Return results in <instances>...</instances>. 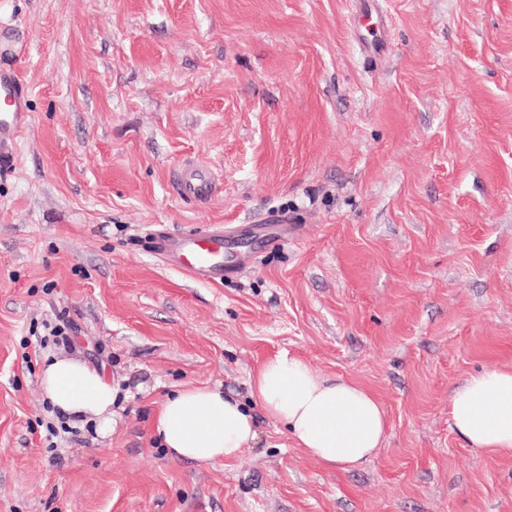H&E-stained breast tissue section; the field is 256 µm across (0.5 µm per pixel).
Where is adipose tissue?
Masks as SVG:
<instances>
[{
  "label": "adipose tissue",
  "instance_id": "1",
  "mask_svg": "<svg viewBox=\"0 0 512 512\" xmlns=\"http://www.w3.org/2000/svg\"><path fill=\"white\" fill-rule=\"evenodd\" d=\"M52 406L68 416L112 430L116 392L105 376L72 358H52L41 379ZM251 395L282 423L299 448L322 464L349 471L380 448L387 418L365 387L321 376L304 358L277 354L254 373ZM452 430L467 445L512 456V369L491 367L469 375L448 400ZM155 428L170 454L216 463L237 459L256 438L255 418L221 387L190 386L164 399Z\"/></svg>",
  "mask_w": 512,
  "mask_h": 512
}]
</instances>
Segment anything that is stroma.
Returning <instances> with one entry per match:
<instances>
[{
  "instance_id": "1",
  "label": "stroma",
  "mask_w": 512,
  "mask_h": 512,
  "mask_svg": "<svg viewBox=\"0 0 512 512\" xmlns=\"http://www.w3.org/2000/svg\"><path fill=\"white\" fill-rule=\"evenodd\" d=\"M380 7L374 56L352 0H0L29 121L0 144V512H512V458L448 423L456 386L512 368V0ZM283 217L298 236L261 246ZM213 224L257 237L237 277L149 250ZM281 352L377 397L368 462L260 410L237 460L161 447L170 391L250 401ZM55 356L116 388L111 433L51 405ZM218 178L200 165L187 164L180 172L179 188L183 196L200 203L210 201L217 191Z\"/></svg>"
}]
</instances>
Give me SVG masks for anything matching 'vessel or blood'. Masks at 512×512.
<instances>
[{"label": "vessel or blood", "mask_w": 512, "mask_h": 512, "mask_svg": "<svg viewBox=\"0 0 512 512\" xmlns=\"http://www.w3.org/2000/svg\"><path fill=\"white\" fill-rule=\"evenodd\" d=\"M18 80L9 70L0 71V96L10 109L0 113V140L18 136L26 122V114L15 92ZM218 179L200 165H185L179 176V188L183 196L205 203L217 191ZM154 247L166 262L182 268L197 280L214 281L239 272V265L225 256L224 230L208 228L205 232H189L171 235L163 231L154 235Z\"/></svg>", "instance_id": "b4317fda"}]
</instances>
